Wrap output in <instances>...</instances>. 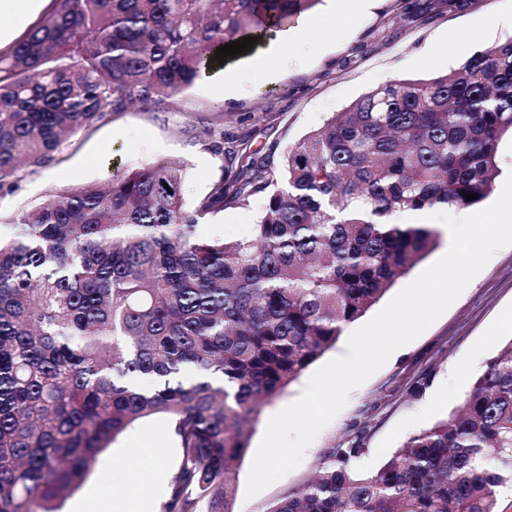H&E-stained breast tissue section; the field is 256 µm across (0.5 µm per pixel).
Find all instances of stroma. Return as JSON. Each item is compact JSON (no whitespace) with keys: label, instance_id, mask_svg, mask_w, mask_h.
Returning <instances> with one entry per match:
<instances>
[{"label":"stroma","instance_id":"35a3bbf8","mask_svg":"<svg viewBox=\"0 0 512 512\" xmlns=\"http://www.w3.org/2000/svg\"><path fill=\"white\" fill-rule=\"evenodd\" d=\"M397 0H374L373 7L335 37H327L329 6L319 4L287 30L288 51L272 78L233 63L227 75L205 76L168 99L165 108L135 104L103 118L67 139L48 163L20 166L0 189V217L42 201L49 191L102 183L115 171H132L167 159L184 167L188 206L209 194L231 162L212 148L214 112L224 114L223 132L244 136L253 152L285 151L323 127L361 95L393 79H416L458 67L484 46L512 37V0H474L462 12H433L426 22L393 23ZM233 107H225V97ZM261 200L228 206L202 221L204 238L249 235ZM512 339V246L498 250L459 298L418 338L393 353L386 364L353 390L346 406L306 449L300 465L253 498H246L252 459L270 418L296 401L311 377L303 372L267 404L254 424L236 474L233 512H269L288 488L302 485L328 448L366 429L364 468H379L407 439L442 419L458 405L498 347ZM423 393H416L417 385ZM136 436L150 439L159 455L148 483L155 508H162L180 464V452L161 417L137 422L101 453L92 473L64 501L92 497L90 512H112L113 499L132 496L136 487L115 464L117 453Z\"/></svg>","mask_w":512,"mask_h":512}]
</instances>
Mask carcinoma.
I'll use <instances>...</instances> for the list:
<instances>
[{
	"instance_id": "carcinoma-1",
	"label": "carcinoma",
	"mask_w": 512,
	"mask_h": 512,
	"mask_svg": "<svg viewBox=\"0 0 512 512\" xmlns=\"http://www.w3.org/2000/svg\"><path fill=\"white\" fill-rule=\"evenodd\" d=\"M318 0H52L0 51V189L24 160L135 103L162 106L260 27ZM433 0H398L413 24ZM512 136V37L448 72L394 79L271 155L220 137L227 176L189 208L161 160L52 190L0 233V512H58L100 453L160 416L180 450L162 512H232L265 403L437 245L404 215L471 207ZM466 193L478 198L467 200ZM263 199L252 234L207 239L226 205ZM360 433L270 512H497L512 487V340L461 407L377 470Z\"/></svg>"
}]
</instances>
